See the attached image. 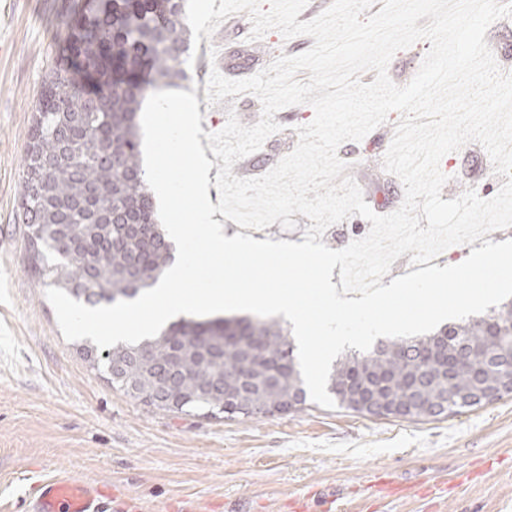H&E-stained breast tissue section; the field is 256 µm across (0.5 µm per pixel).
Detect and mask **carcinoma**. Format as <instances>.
Wrapping results in <instances>:
<instances>
[{
  "mask_svg": "<svg viewBox=\"0 0 512 512\" xmlns=\"http://www.w3.org/2000/svg\"><path fill=\"white\" fill-rule=\"evenodd\" d=\"M188 33L185 0H80L45 80L19 215L41 283L90 307L138 297L174 261L143 177L137 115L148 91L183 76ZM80 353L112 387L160 411L252 419L291 397L296 411L307 402L295 346L274 320L182 318L137 344ZM504 355L512 300L429 335L350 350L327 390L362 415L356 397L369 395L388 417L441 419L463 412L457 396L492 377Z\"/></svg>",
  "mask_w": 512,
  "mask_h": 512,
  "instance_id": "cac0c4a2",
  "label": "carcinoma"
}]
</instances>
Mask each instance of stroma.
I'll use <instances>...</instances> for the list:
<instances>
[{
  "instance_id": "35a3bbf8",
  "label": "stroma",
  "mask_w": 512,
  "mask_h": 512,
  "mask_svg": "<svg viewBox=\"0 0 512 512\" xmlns=\"http://www.w3.org/2000/svg\"><path fill=\"white\" fill-rule=\"evenodd\" d=\"M78 0H15L0 16V512H25L46 478L106 483L127 512H512V396L445 419L376 418L307 402L300 411L257 419L208 420L149 410L112 388L64 339L55 311L29 266L26 227L18 218L21 178L43 80ZM241 12L201 39L178 87L194 92L203 131H220L228 110L241 124L261 117L250 94L206 103L211 69L250 77L279 55L314 44L269 31L249 40ZM312 106L278 111L280 132L232 167L257 177L291 152ZM399 113L358 142L339 148L347 170L376 213L402 203L401 181L382 167ZM441 197L475 187L499 190L484 148L475 142L446 154ZM335 504H328V496Z\"/></svg>"
}]
</instances>
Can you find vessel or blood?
I'll list each match as a JSON object with an SVG mask.
<instances>
[{
    "instance_id": "obj_1",
    "label": "vessel or blood",
    "mask_w": 512,
    "mask_h": 512,
    "mask_svg": "<svg viewBox=\"0 0 512 512\" xmlns=\"http://www.w3.org/2000/svg\"><path fill=\"white\" fill-rule=\"evenodd\" d=\"M28 512H125L110 492L94 482L68 478L45 480Z\"/></svg>"
}]
</instances>
